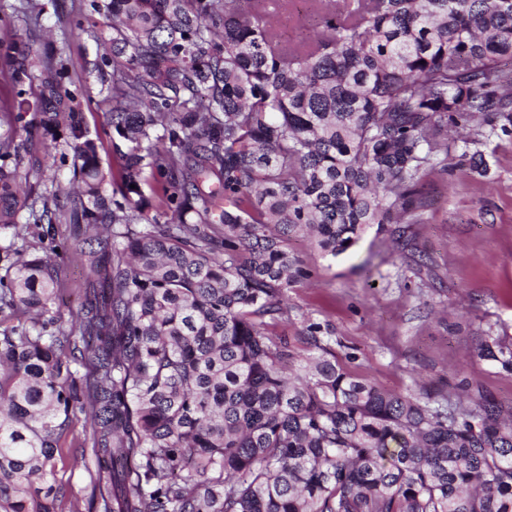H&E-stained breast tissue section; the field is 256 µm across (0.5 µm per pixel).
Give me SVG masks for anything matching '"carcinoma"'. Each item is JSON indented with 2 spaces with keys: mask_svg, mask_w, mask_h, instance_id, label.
Returning <instances> with one entry per match:
<instances>
[{
  "mask_svg": "<svg viewBox=\"0 0 512 512\" xmlns=\"http://www.w3.org/2000/svg\"><path fill=\"white\" fill-rule=\"evenodd\" d=\"M329 2L290 48L260 0H83L112 67L108 174L68 62L0 40L17 120L36 112L0 140V512H62L47 476L78 411L99 512H512V405L390 392L270 331L309 277L292 233L343 253L414 206L441 129L512 131V0ZM46 140L73 186L34 223L74 225L91 277L67 319L58 267L16 245L19 164ZM478 356L512 372L511 340Z\"/></svg>",
  "mask_w": 512,
  "mask_h": 512,
  "instance_id": "obj_1",
  "label": "carcinoma"
}]
</instances>
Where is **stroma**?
Wrapping results in <instances>:
<instances>
[{
	"label": "stroma",
	"instance_id": "35a3bbf8",
	"mask_svg": "<svg viewBox=\"0 0 512 512\" xmlns=\"http://www.w3.org/2000/svg\"><path fill=\"white\" fill-rule=\"evenodd\" d=\"M42 10L40 26L19 17L0 20L1 38L34 43L52 39L67 59L73 78L86 87L92 103L84 107L90 130L101 132V162L116 167L107 109L101 100L108 85L94 70L98 49L92 32L76 30L78 0H33ZM320 0H289L280 11L279 33L291 46L319 32ZM469 126L443 131L447 151L439 152L418 175L419 202L403 223L370 226L344 253H324L307 233L293 236L289 250L311 273L288 294V318L275 328L295 353L308 356L305 327L318 323L330 333L324 343L353 375L386 390L448 397L464 395L467 405L489 397L512 401V374L477 355L485 336L512 340V133L469 140ZM483 155L487 171L473 170L467 157ZM40 171L22 162L35 188V212L50 205L52 190L69 187L72 171L60 150L41 155ZM28 252L58 247L57 262L74 300L89 275L71 253L66 232L47 238L41 227L26 229ZM90 422L77 413L59 445L51 483L79 512H88L92 485L87 472Z\"/></svg>",
	"mask_w": 512,
	"mask_h": 512
}]
</instances>
